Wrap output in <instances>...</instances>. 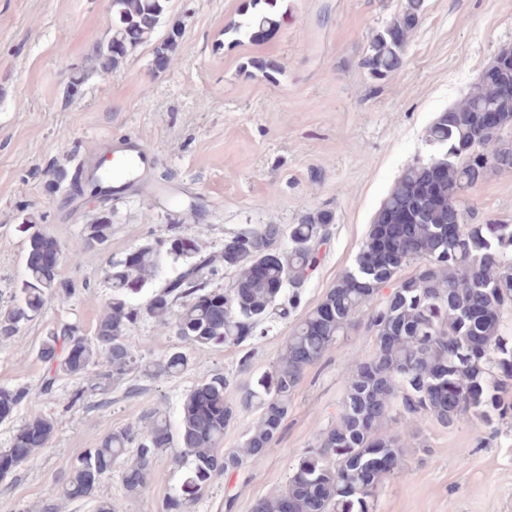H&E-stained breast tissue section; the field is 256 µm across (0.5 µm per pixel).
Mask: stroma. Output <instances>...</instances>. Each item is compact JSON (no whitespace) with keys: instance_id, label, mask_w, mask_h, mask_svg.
Masks as SVG:
<instances>
[{"instance_id":"1","label":"stroma","mask_w":512,"mask_h":512,"mask_svg":"<svg viewBox=\"0 0 512 512\" xmlns=\"http://www.w3.org/2000/svg\"><path fill=\"white\" fill-rule=\"evenodd\" d=\"M404 0H283L285 16L263 41L232 42L224 28L240 20L249 0H170L150 42L109 73L89 72L69 96L71 68L88 65L91 46L108 36L110 0H0V311L10 308L24 278L30 225L49 231L67 256L60 280L71 298L49 301L41 314L0 340V388L30 396L0 423V452L33 417L54 418L49 447L0 479V512H43L47 490L62 484L66 465L98 447L108 433L147 426L152 414L177 423L185 393L221 372L238 387L271 370L294 327L272 320L265 336L233 345L185 349L187 370L153 378L140 370L113 381L90 368L60 377L40 391L38 349L58 325L92 332L112 293L109 262L172 235L207 252L262 224L291 225L303 215L333 217L321 262L303 288L315 307L351 268L380 201L404 166L427 158L428 127L458 101L512 44V0H425L400 68L372 77L362 61L373 35ZM182 37L175 60L156 70L153 49L174 24ZM277 65L274 75L258 69ZM118 139L140 142L156 158L146 177L120 198L74 194L52 186V170L69 175L96 164ZM166 196L154 194V187ZM479 220L512 224V170H492L461 195ZM112 215L106 243H85L88 226ZM141 367L180 347L151 318L132 329ZM375 338L365 328L341 337L301 379L286 420L266 457L203 491L197 512H251L252 503L283 488L304 448L336 422L355 362L370 357ZM179 451L165 449L152 465L143 499L118 479L98 496L117 512H162L180 492ZM404 468L380 490L375 512H512V427L499 434L466 419L448 428L422 420L407 438Z\"/></svg>"}]
</instances>
